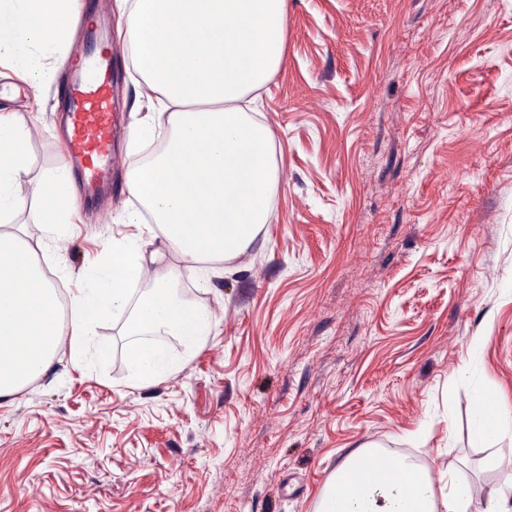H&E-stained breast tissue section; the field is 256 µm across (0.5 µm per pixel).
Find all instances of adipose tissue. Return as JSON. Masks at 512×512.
<instances>
[{"label": "adipose tissue", "mask_w": 512, "mask_h": 512, "mask_svg": "<svg viewBox=\"0 0 512 512\" xmlns=\"http://www.w3.org/2000/svg\"><path fill=\"white\" fill-rule=\"evenodd\" d=\"M136 71L147 89L141 139L169 130L166 148L127 175L136 208L124 223L136 235L113 241L81 272L84 286L60 318L58 295L39 255H51L69 222L74 189L67 171L29 177V144L42 133L0 113V223L26 201L36 202L44 237L30 242L23 228L0 233V398L44 375L61 349L75 362L104 322L122 321L136 387L182 370L184 358L159 344L181 337L195 349L212 333V312L179 299L168 253L189 265L240 253L269 219L280 181L270 128L249 120L240 102L267 83L285 55L288 0H118ZM80 0H0V61L39 84L36 52L51 45L67 57ZM148 277L140 297L130 287ZM349 452L336 471L342 497L324 493L317 512H512V490L479 497L468 483L435 482L408 456Z\"/></svg>", "instance_id": "ef3b65f1"}]
</instances>
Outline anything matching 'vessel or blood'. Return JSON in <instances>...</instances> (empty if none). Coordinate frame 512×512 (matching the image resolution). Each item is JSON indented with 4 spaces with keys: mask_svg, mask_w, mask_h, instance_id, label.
<instances>
[{
    "mask_svg": "<svg viewBox=\"0 0 512 512\" xmlns=\"http://www.w3.org/2000/svg\"><path fill=\"white\" fill-rule=\"evenodd\" d=\"M108 28L104 18L83 24L76 62L61 92L67 164L87 205L112 195L115 60Z\"/></svg>",
    "mask_w": 512,
    "mask_h": 512,
    "instance_id": "vessel-or-blood-1",
    "label": "vessel or blood"
}]
</instances>
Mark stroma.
Here are the masks:
<instances>
[{
	"mask_svg": "<svg viewBox=\"0 0 512 512\" xmlns=\"http://www.w3.org/2000/svg\"><path fill=\"white\" fill-rule=\"evenodd\" d=\"M285 61L251 117L276 137L270 218L243 252L180 271L179 297L216 327L179 373L130 385L129 342L104 323L0 399V512H315L366 443L488 494L512 436H470L476 393L512 413V0H288ZM118 194L77 205L57 289L113 241L146 100L113 23ZM67 79L0 66V112L48 132L32 176L64 169L52 127Z\"/></svg>",
	"mask_w": 512,
	"mask_h": 512,
	"instance_id": "obj_1",
	"label": "stroma"
}]
</instances>
